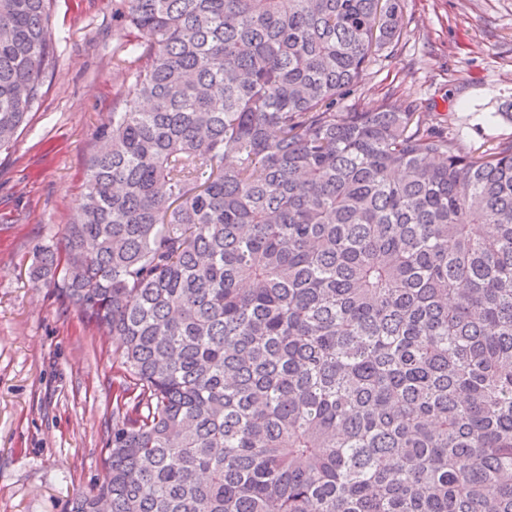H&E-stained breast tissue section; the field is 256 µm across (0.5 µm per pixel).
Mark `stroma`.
Listing matches in <instances>:
<instances>
[{
	"label": "stroma",
	"mask_w": 512,
	"mask_h": 512,
	"mask_svg": "<svg viewBox=\"0 0 512 512\" xmlns=\"http://www.w3.org/2000/svg\"><path fill=\"white\" fill-rule=\"evenodd\" d=\"M404 35L337 111L391 99L467 150L512 140V0H404ZM56 66L0 154V512H70L100 484L122 371L51 286L38 249L78 216L95 133L122 87L112 0H53Z\"/></svg>",
	"instance_id": "1"
}]
</instances>
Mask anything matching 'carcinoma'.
Wrapping results in <instances>:
<instances>
[{"label": "carcinoma", "mask_w": 512, "mask_h": 512, "mask_svg": "<svg viewBox=\"0 0 512 512\" xmlns=\"http://www.w3.org/2000/svg\"><path fill=\"white\" fill-rule=\"evenodd\" d=\"M127 73L32 270L124 378L71 512H512V140L336 111L401 0H112ZM0 0V152L55 67Z\"/></svg>", "instance_id": "obj_1"}]
</instances>
